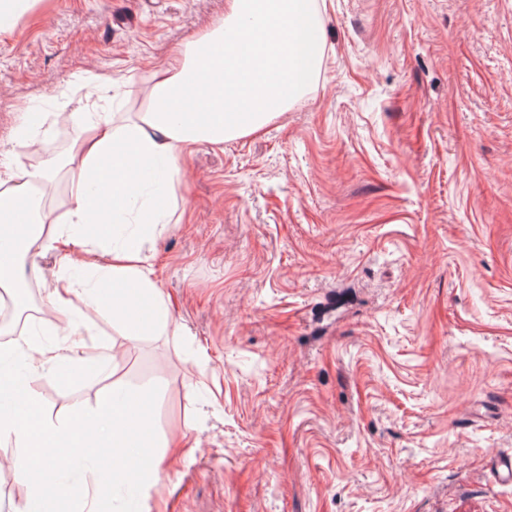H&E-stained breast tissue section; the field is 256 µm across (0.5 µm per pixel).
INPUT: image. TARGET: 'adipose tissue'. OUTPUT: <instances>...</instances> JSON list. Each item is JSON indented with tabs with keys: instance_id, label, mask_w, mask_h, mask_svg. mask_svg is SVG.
Segmentation results:
<instances>
[{
	"instance_id": "1",
	"label": "adipose tissue",
	"mask_w": 512,
	"mask_h": 512,
	"mask_svg": "<svg viewBox=\"0 0 512 512\" xmlns=\"http://www.w3.org/2000/svg\"><path fill=\"white\" fill-rule=\"evenodd\" d=\"M326 57V38L318 0H226L224 19L203 36L176 49L175 61L155 78L143 111L131 116L94 112L81 120V134L68 159L69 208L61 222L41 208L51 164L0 170V288H22L25 272L41 275L40 265H27L36 255L59 259L45 282L46 301L60 314L77 307L112 306V326L120 335L137 337L166 332L171 305L154 277L156 229L171 221L168 209L142 201L126 233L97 240L90 225L111 223L134 205L136 191L162 197L181 181V157L199 144L213 146L259 132L281 112L314 89ZM55 223L50 235L41 225ZM79 330L64 344L27 342L21 354L31 371L87 365L110 360L109 348L84 353ZM21 402L0 411V442L16 450L17 471H41L31 498L44 500L58 492L56 459L40 454L45 440H69L83 456L109 440V466H93L94 490L110 487L132 469L123 448H152L158 429L140 428L139 405L122 387L82 416L64 418L42 412L29 421L27 411L38 395L23 386Z\"/></svg>"
}]
</instances>
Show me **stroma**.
Returning <instances> with one entry per match:
<instances>
[{
	"label": "stroma",
	"mask_w": 512,
	"mask_h": 512,
	"mask_svg": "<svg viewBox=\"0 0 512 512\" xmlns=\"http://www.w3.org/2000/svg\"><path fill=\"white\" fill-rule=\"evenodd\" d=\"M317 88L201 145L158 238L177 335L73 317L115 364L23 375L42 410L121 383L192 447L149 512H512V0H325ZM225 0H33L0 33V165L75 140L56 113L143 109L153 72ZM111 74V88L86 81ZM89 463L57 482L86 512ZM0 477V512L32 502Z\"/></svg>",
	"instance_id": "1"
}]
</instances>
